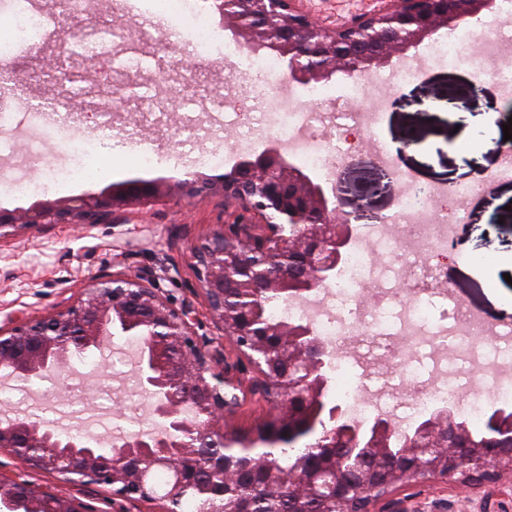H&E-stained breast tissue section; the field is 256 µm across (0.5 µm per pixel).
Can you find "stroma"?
Here are the masks:
<instances>
[{
	"mask_svg": "<svg viewBox=\"0 0 512 512\" xmlns=\"http://www.w3.org/2000/svg\"><path fill=\"white\" fill-rule=\"evenodd\" d=\"M122 0H86L82 11L67 15L50 12V36L41 37L35 47L22 52L16 69L19 85L31 89L46 82L56 62L77 76L79 87L89 92L92 102L110 103L114 72L111 56L89 42L79 54L59 58L58 42L76 28H100L119 20V33L134 47L141 65L135 78L148 86V99L162 102L165 112L149 115L144 99L134 98L123 120H106L103 113H61L59 127L68 140L67 149L45 140L42 127L26 123L11 134V148L23 151L40 142L46 162L65 163L68 149L86 141L100 144V155L109 159L108 180H92L66 190L48 192V200H64L87 191H99L109 183L151 176L179 179L194 169L198 149L231 151L234 138L255 125L259 112L250 87L225 79L223 63H213L203 72L186 71L187 57L165 35L148 42L136 15L127 13ZM388 68L377 69L378 84L369 86L365 106L377 109L379 123L372 140L357 144L330 176L336 185L343 211L355 214L357 232H368L396 209L397 188L391 169H399L416 180L433 186L469 184L462 173L455 145L457 114L469 95V75L464 65H429L423 75L394 88H384L381 80ZM193 116V129L184 147H175L172 134L185 116ZM416 133L419 146L406 148L402 141ZM396 146L392 168L373 159V141ZM122 147L111 155L110 146ZM157 153L160 164L144 173L140 158L144 151ZM234 208L225 206L223 196L211 197L204 204L177 197L144 208L114 213L107 220L79 231L67 224H43L22 230L13 239L0 243V327L10 328L17 316H39L58 312L71 305L97 276L129 273H155L161 295L173 308L190 310L194 330L209 340L217 356L235 366L238 375L252 381L253 374L225 341L218 323L209 311L197 279L189 266L191 252L216 225L233 222ZM497 261L493 274L497 287L486 285L488 272L480 259ZM440 261L448 267L447 287L454 301L435 298L434 318H450L455 306L482 312L495 324H512V284L503 274H512V179L496 182L474 198L456 222L454 238L447 255ZM123 365L110 368L104 357L94 355L84 361H71L62 374L63 386L53 393L0 397V411H23L55 420L68 427L100 436L113 428L150 427L147 398L136 384L124 378ZM268 404L251 392L240 396L236 413L224 420L228 432L254 433L270 416ZM0 474L26 481L84 505L87 512H160L157 502L116 499L111 487L95 484H65L56 476L33 469L24 460L0 452ZM407 512H512V491L488 484L474 489L455 484L417 483L394 495Z\"/></svg>",
	"mask_w": 512,
	"mask_h": 512,
	"instance_id": "35a3bbf8",
	"label": "stroma"
}]
</instances>
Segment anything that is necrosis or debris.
Here are the masks:
<instances>
[{"label": "necrosis or debris", "mask_w": 512, "mask_h": 512, "mask_svg": "<svg viewBox=\"0 0 512 512\" xmlns=\"http://www.w3.org/2000/svg\"><path fill=\"white\" fill-rule=\"evenodd\" d=\"M505 19L499 28L476 30L466 26L454 30L448 38L434 40L425 51V60L439 63L466 61L472 81L490 79L512 85V41L503 36L512 28V0H500ZM167 11L182 22L183 32L196 48L200 65L223 58L226 79L242 81L264 74L274 76L279 66L273 59L252 54L225 37L222 28L212 24L203 14L198 0H167ZM49 17L48 8L30 11L19 8L12 13L9 29L0 31V56L10 55L25 43L38 39ZM379 121V114L364 107L346 113L344 121L328 118L324 113L289 110L262 114L256 126L239 136L237 149L263 145L270 140L283 145L290 156L303 167L328 173L341 159L333 148L334 140L349 131L367 136ZM98 143L89 142L75 151L66 164L44 165L40 145H29L25 156L39 171L35 178H18L9 165L0 166V194L16 199L40 195L49 187H67L86 181L99 156ZM512 176V153H505L499 169L490 173L479 185L451 188L420 189L407 173L395 171L398 186L395 212L369 233L357 235L336 279L309 303L288 301L275 307L276 316L289 321L310 320L318 336L335 351L337 395L341 404L355 417L366 420L376 414L396 415L400 406L409 412L401 417L408 425L420 420L435 408L454 404L462 416L480 421L488 403L512 405V347L498 345L495 327L480 311L468 310L453 323H432L424 295L434 294L446 280L445 271L430 267L429 257L444 253L453 237L455 226L447 215L429 214L431 202L441 196H452L458 210H465L470 201L486 191L488 185ZM400 281L403 291L385 290V276ZM382 295L381 304L369 306L362 302L365 292ZM375 337L385 353H396L405 344L425 341L430 346V374L413 372L415 392L411 398L395 396L393 403L382 400L381 391H369L364 374L354 373L355 365L364 363L362 353L365 336ZM482 344H475V337ZM455 347H448V340ZM478 366L492 364L496 370L495 396L484 400L473 394L455 397L448 385V369L457 362ZM398 415V414H397Z\"/></svg>", "instance_id": "4bbe7bcc"}]
</instances>
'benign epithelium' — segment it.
<instances>
[{
	"label": "benign epithelium",
	"instance_id": "7a95c632",
	"mask_svg": "<svg viewBox=\"0 0 512 512\" xmlns=\"http://www.w3.org/2000/svg\"><path fill=\"white\" fill-rule=\"evenodd\" d=\"M297 0H209L224 32L253 54L270 51L288 83L306 87L392 64L443 28L496 6V0H388L369 14L325 27ZM180 190L200 199L216 192L238 205L233 224L214 229L196 246L191 268L213 317L236 353L255 370L250 391L272 408L273 427L248 444L290 440L292 408L315 433L312 452L294 472H281L264 454L245 455L264 477L260 488L288 485L301 499L331 501L333 512H382L378 505L412 483L470 487L512 481V406L492 407L491 433L477 440L454 407L398 426L376 416L348 415L327 399L333 350L306 321L271 323L266 294L306 302L335 278L354 238L352 215L338 213L336 187L302 170L278 142L267 141L228 173H188L174 183L132 180L58 202L0 209V240L37 224H98L118 209L145 205ZM116 336L138 338L136 378L159 430L111 441L106 448L80 430L62 431L31 414L0 421V450L70 484L112 486L129 501L167 503L196 485L201 468L215 481L206 495L226 498L223 512H249L253 486L239 481V448L225 442L224 418L240 404L242 384L218 365L208 343L195 337L186 313L160 294L155 278L114 275L92 281L66 311L0 329V371L42 382L61 375L76 352H103ZM164 467L168 492L154 494L150 473ZM85 512L82 504L27 482L0 477V512Z\"/></svg>",
	"mask_w": 512,
	"mask_h": 512
}]
</instances>
